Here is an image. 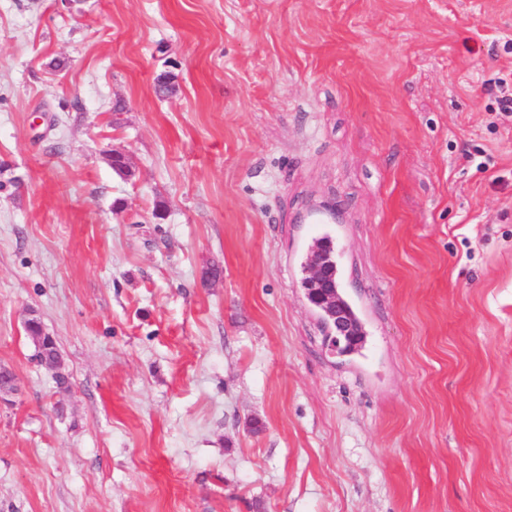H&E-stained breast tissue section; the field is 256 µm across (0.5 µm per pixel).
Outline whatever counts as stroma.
Here are the masks:
<instances>
[{
  "label": "stroma",
  "instance_id": "1",
  "mask_svg": "<svg viewBox=\"0 0 512 512\" xmlns=\"http://www.w3.org/2000/svg\"><path fill=\"white\" fill-rule=\"evenodd\" d=\"M510 92L512 0H0V512H512ZM329 241L333 243L332 238L328 235L313 239L310 256L312 254L319 255L324 262H327L330 265L331 268L336 269L335 252L330 246ZM324 262L317 258L312 260L313 268L310 271V282L315 286V288L309 287V281L306 283L307 278L304 281V288L312 289V297L314 299V303H312L313 306L316 308H328L331 310L335 323L334 329L336 331V336L352 337L354 330L351 323L346 318V315L349 319L351 317L352 320L350 319V321L354 328L362 331L360 322L354 316L355 313L352 306L340 295L345 313L343 312L342 306L336 300V288H338V284L336 283V288H329L328 280L330 279L331 272L328 270L327 266H325Z\"/></svg>",
  "mask_w": 512,
  "mask_h": 512
}]
</instances>
